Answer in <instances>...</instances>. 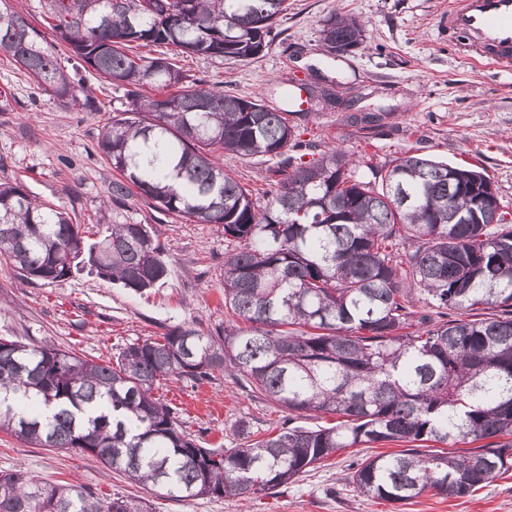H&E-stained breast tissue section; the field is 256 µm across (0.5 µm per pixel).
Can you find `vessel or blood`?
Listing matches in <instances>:
<instances>
[{
	"label": "vessel or blood",
	"instance_id": "b4317fda",
	"mask_svg": "<svg viewBox=\"0 0 512 512\" xmlns=\"http://www.w3.org/2000/svg\"><path fill=\"white\" fill-rule=\"evenodd\" d=\"M440 23L481 59L512 67V0H453Z\"/></svg>",
	"mask_w": 512,
	"mask_h": 512
}]
</instances>
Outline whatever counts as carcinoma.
<instances>
[{
  "label": "carcinoma",
  "mask_w": 512,
  "mask_h": 512,
  "mask_svg": "<svg viewBox=\"0 0 512 512\" xmlns=\"http://www.w3.org/2000/svg\"><path fill=\"white\" fill-rule=\"evenodd\" d=\"M49 27L132 108L111 119L99 149L156 207L219 224L244 246L224 255V306L244 326L217 336L175 326L124 348L113 363L53 344L0 338V431L35 448H78L181 500L245 501L288 484L342 448L382 442H483L465 455L417 448L378 453L346 477L362 494L408 501L464 497L512 469V224L485 204L483 170L402 155L383 164L334 148L307 160L283 109L198 85L163 55L247 60L288 0H47ZM322 47L365 40L355 17L323 23ZM73 105L88 106L53 47L0 0V57ZM174 92H168L170 88ZM280 156L265 207L224 173V152ZM149 224H111L90 244L82 225L0 184V263L62 283L90 266L134 291L167 277ZM414 284L440 319L413 322ZM215 371L288 413L336 414L335 425L293 426L247 445L203 448L156 397L170 377ZM0 512H152L100 499L78 484L47 485L0 471Z\"/></svg>",
  "instance_id": "carcinoma-1"
}]
</instances>
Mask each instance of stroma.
Returning a JSON list of instances; mask_svg holds the SVG:
<instances>
[{"mask_svg": "<svg viewBox=\"0 0 512 512\" xmlns=\"http://www.w3.org/2000/svg\"><path fill=\"white\" fill-rule=\"evenodd\" d=\"M448 0H288L269 44L241 61L176 56L189 80L280 108L284 89L304 82L331 85L335 106L290 115L304 144L318 153L339 147L381 163L407 153L451 164L471 163L490 175L502 204L512 207V68L499 69L462 50L438 23ZM352 16L367 24L366 39L341 57L325 54L324 21ZM78 78L93 103L85 110L53 98L24 71L0 58V183L23 184L38 200L60 207L88 232L109 224H155L168 257L164 284L135 293L75 273L60 284L24 281L0 265V337L52 343L101 363L127 345L175 325L213 331L231 325L224 306V255L238 248L222 226L158 211L131 191L112 203L117 172L98 147L104 125L129 109L123 86L96 72ZM386 112L380 125H349V115ZM224 170L258 204L278 167L277 158L224 153ZM159 395L180 428L205 448H242L289 427L287 411L222 372L193 382L161 383ZM398 443L347 448L273 494L243 503L219 497L178 500L130 481L77 449L33 448L0 432V471L21 467L43 482L74 483L98 497H140L152 512H512V470L465 497L431 492L406 502L362 495L346 479L353 463Z\"/></svg>", "mask_w": 512, "mask_h": 512, "instance_id": "35a3bbf8", "label": "stroma"}]
</instances>
